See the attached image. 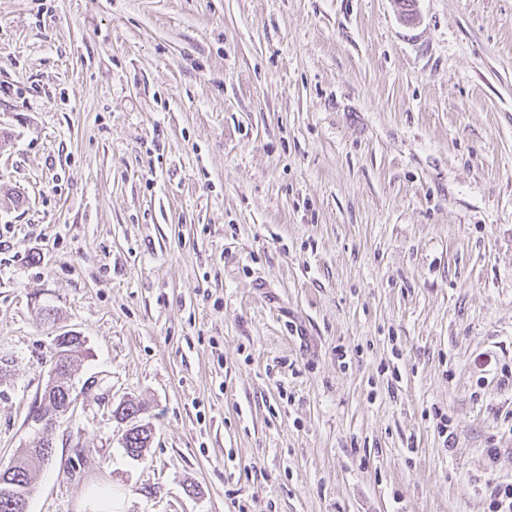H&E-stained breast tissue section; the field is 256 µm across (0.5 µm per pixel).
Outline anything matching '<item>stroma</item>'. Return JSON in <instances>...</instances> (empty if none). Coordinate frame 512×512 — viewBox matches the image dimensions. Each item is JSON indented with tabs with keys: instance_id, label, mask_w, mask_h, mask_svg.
I'll list each match as a JSON object with an SVG mask.
<instances>
[{
	"instance_id": "1",
	"label": "stroma",
	"mask_w": 512,
	"mask_h": 512,
	"mask_svg": "<svg viewBox=\"0 0 512 512\" xmlns=\"http://www.w3.org/2000/svg\"><path fill=\"white\" fill-rule=\"evenodd\" d=\"M415 3L0 0V463L63 331L139 407L81 400L27 512H489L512 482V0Z\"/></svg>"
}]
</instances>
